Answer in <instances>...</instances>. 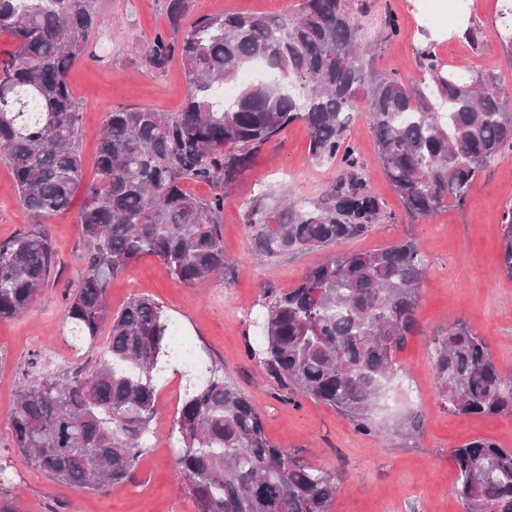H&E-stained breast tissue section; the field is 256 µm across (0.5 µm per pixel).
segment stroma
<instances>
[{"instance_id": "1", "label": "stroma", "mask_w": 512, "mask_h": 512, "mask_svg": "<svg viewBox=\"0 0 512 512\" xmlns=\"http://www.w3.org/2000/svg\"><path fill=\"white\" fill-rule=\"evenodd\" d=\"M299 0H191L186 22L198 16L243 13L284 17ZM167 0H99L98 32L91 40L95 58H82L70 69L68 82L80 108V155L83 181H98L99 133L110 108L149 107L179 111L186 88L179 57L164 70L145 62L155 34L180 41L166 17ZM369 48V70L394 73L403 80L421 77L420 53L435 46L444 63L474 74L497 77L512 94V52L498 41L487 8L459 10L484 31L477 47L456 27L425 20L420 0H346ZM396 20L398 32L388 22ZM349 136L357 149L359 173L382 203L371 231L336 244L275 261L254 256L244 212L255 196L278 201L288 197L313 202L335 188L337 164L309 155L306 127L295 123L256 154L251 168L224 196L220 219L224 251L233 257L232 271L222 278L186 284L167 274L151 256L137 260L112 279L107 297L112 309L147 295L178 321L198 354L223 365L224 373L253 395L268 438L308 463L339 475L331 512H463L452 493L455 470L451 451L474 438L512 448V415H457L439 400L431 366L435 335L462 320L487 343L497 366L512 373V278L501 268L503 214L512 206V150L487 164L472 184L464 204H449L423 218L409 215L381 169L375 141L362 117H355ZM46 219L56 254L47 286L24 313L0 321V492L13 498L17 512H196L192 497L178 487L171 432L188 393L186 379L167 375L159 385L153 436L131 481L100 490H79L51 481L14 449L8 411L19 383L33 371L55 373L94 362V349H71L65 341L64 293L77 278L84 241L76 207ZM33 223L17 200L13 176L0 162V242ZM419 242L428 261L419 291V331L395 359L404 376L389 395L388 410H376L378 435L357 432L335 408L309 398L291 403L268 382L246 342L255 337L254 323L263 312L265 287H293L319 265L329 251H372L398 240ZM418 429H410V421Z\"/></svg>"}]
</instances>
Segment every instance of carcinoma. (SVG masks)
I'll list each match as a JSON object with an SVG mask.
<instances>
[{"mask_svg": "<svg viewBox=\"0 0 512 512\" xmlns=\"http://www.w3.org/2000/svg\"><path fill=\"white\" fill-rule=\"evenodd\" d=\"M177 29L190 0H167ZM98 0H0V33L15 50L0 66V159L21 205L37 219L77 214L86 251L64 296V316L79 351L110 336L90 366L37 374L9 409L14 447L55 482L79 490L124 483L135 472L158 409V380L172 365L171 317L148 296L112 311L110 281L144 255L193 284L229 268L218 216L224 192L254 155L299 122L309 153L344 170L313 203L277 205L255 197L246 212L253 252L270 261L369 232L381 210L359 177L349 137L355 101L382 170L406 210L429 217L465 203L484 166L509 147L508 97L490 75L447 70L431 48L423 77L409 86L363 64L361 27L344 0H300L287 17L201 15L178 45L158 33L150 66L181 57L186 98L178 112L114 107L97 151L99 181L82 184L78 105L68 72L98 26ZM496 35L512 50V4ZM263 62L273 70L229 100L218 91ZM218 192L199 198L186 182ZM504 273L512 278V207L503 215ZM55 253L43 224L0 243V320L25 312L48 283ZM425 254L412 240L372 252H336L294 287L264 291L263 341L249 347L268 379L288 395L328 404L363 434L377 432L373 411L402 374L396 353L417 330ZM436 392L459 415L512 414V377L484 339L456 322L432 341ZM194 388L179 416L183 443L175 476L197 512H330L336 472L312 465L265 434L254 398L199 357ZM453 494L464 512H512V449L478 438L452 451Z\"/></svg>", "mask_w": 512, "mask_h": 512, "instance_id": "carcinoma-1", "label": "carcinoma"}]
</instances>
